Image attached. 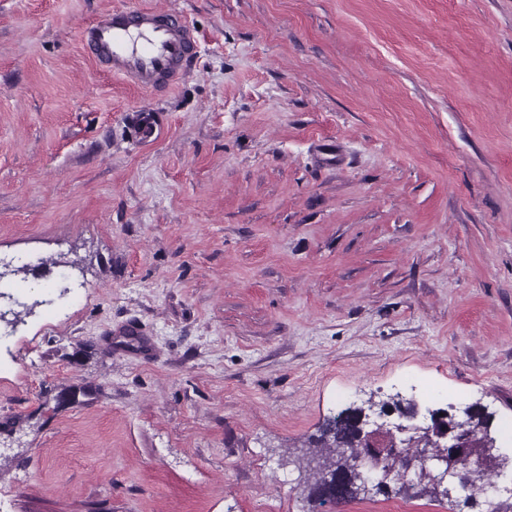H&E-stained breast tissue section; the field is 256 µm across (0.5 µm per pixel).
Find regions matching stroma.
Returning <instances> with one entry per match:
<instances>
[{
    "mask_svg": "<svg viewBox=\"0 0 512 512\" xmlns=\"http://www.w3.org/2000/svg\"><path fill=\"white\" fill-rule=\"evenodd\" d=\"M134 3L170 92L80 49ZM0 261V512H309L396 395L512 457V0H0ZM79 44L97 69L150 92L174 87L199 48L181 12L136 5L99 15L81 29Z\"/></svg>",
    "mask_w": 512,
    "mask_h": 512,
    "instance_id": "35a3bbf8",
    "label": "stroma"
}]
</instances>
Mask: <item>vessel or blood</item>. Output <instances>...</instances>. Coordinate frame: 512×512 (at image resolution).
Segmentation results:
<instances>
[{
  "label": "vessel or blood",
  "instance_id": "vessel-or-blood-1",
  "mask_svg": "<svg viewBox=\"0 0 512 512\" xmlns=\"http://www.w3.org/2000/svg\"><path fill=\"white\" fill-rule=\"evenodd\" d=\"M79 44L97 69L150 92L174 87L199 48L181 12L136 5L99 15L81 29Z\"/></svg>",
  "mask_w": 512,
  "mask_h": 512
}]
</instances>
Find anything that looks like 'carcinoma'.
<instances>
[{"label":"carcinoma","instance_id":"carcinoma-1","mask_svg":"<svg viewBox=\"0 0 512 512\" xmlns=\"http://www.w3.org/2000/svg\"><path fill=\"white\" fill-rule=\"evenodd\" d=\"M366 413L363 406H349L327 420L316 445L310 451L312 459L318 460L314 471V482L309 485L308 498L313 507H322L328 502H350L363 494L362 482L365 479L375 481L380 472L389 470L401 477L395 489L387 484L377 492L388 494L395 492L412 498L433 497L445 494V490L435 479L434 465L441 458L449 457L448 448L431 427H421L417 435L402 447V452L411 457L413 470L404 471L398 462V455L391 451L392 436L387 443L379 447L373 459L366 458L358 418ZM492 414L483 411L467 416L456 422L461 435L465 438V453L482 461V475L473 491L483 495L486 512H512V503L495 502V483L490 475L502 471L501 455L488 447ZM341 471L347 482L336 489L329 486L327 476Z\"/></svg>","mask_w":512,"mask_h":512}]
</instances>
